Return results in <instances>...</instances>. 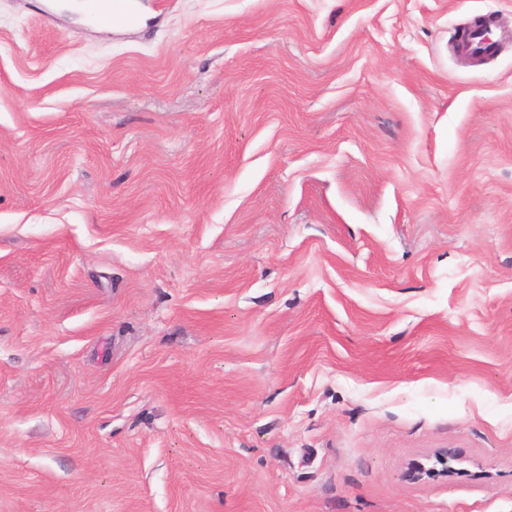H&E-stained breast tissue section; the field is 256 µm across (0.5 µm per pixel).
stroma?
I'll return each mask as SVG.
<instances>
[{"label":"stroma","instance_id":"obj_1","mask_svg":"<svg viewBox=\"0 0 512 512\" xmlns=\"http://www.w3.org/2000/svg\"><path fill=\"white\" fill-rule=\"evenodd\" d=\"M75 2L0 0V512H512V0ZM105 5H97L95 11L96 21L101 25L112 26L114 18L126 22L129 14L132 12L133 4L130 0H119V2L112 3V0H106Z\"/></svg>","mask_w":512,"mask_h":512}]
</instances>
